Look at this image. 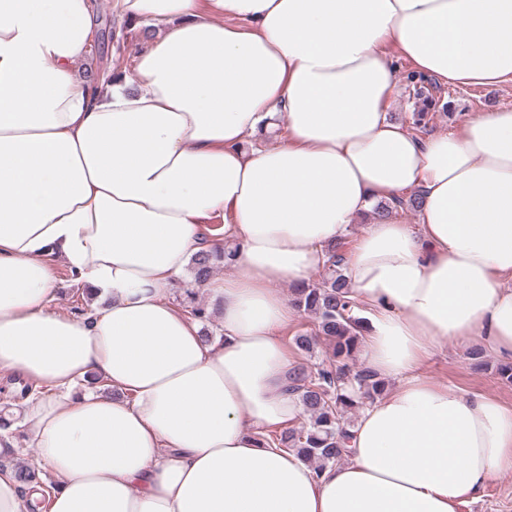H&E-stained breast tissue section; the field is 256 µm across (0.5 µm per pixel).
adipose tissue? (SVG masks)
I'll return each instance as SVG.
<instances>
[{
    "label": "adipose tissue",
    "instance_id": "1",
    "mask_svg": "<svg viewBox=\"0 0 512 512\" xmlns=\"http://www.w3.org/2000/svg\"><path fill=\"white\" fill-rule=\"evenodd\" d=\"M158 33L133 81L80 78L92 0H0V370L39 390L24 445L49 512H459L512 472V408L421 374L454 341L512 359V109L416 135L387 112L398 61L449 86L512 82V0H120ZM345 258L364 356L398 387L315 469L265 444L299 420L293 318L275 283ZM222 220L223 232L202 227ZM204 341L172 287L193 254ZM105 299L51 310L53 256ZM100 375L112 388L88 383ZM232 257L233 255L230 254L229 252L227 254L225 252L217 251H199L195 253L191 257L192 274L190 272V266L188 265V268L182 280L177 282V285L173 287V296L176 302L179 304H183L186 302V298H184L182 290H184L186 286L192 285V275L194 282L198 285H202L203 283L208 281L211 278L212 273V277H227L232 275L234 269L231 264L226 265L224 264V262H216V266L214 268L215 261L222 259L232 261Z\"/></svg>",
    "mask_w": 512,
    "mask_h": 512
}]
</instances>
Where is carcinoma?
Returning a JSON list of instances; mask_svg holds the SVG:
<instances>
[{"label": "carcinoma", "instance_id": "carcinoma-1", "mask_svg": "<svg viewBox=\"0 0 512 512\" xmlns=\"http://www.w3.org/2000/svg\"><path fill=\"white\" fill-rule=\"evenodd\" d=\"M408 81L421 97L422 107L413 113L414 129L426 127L433 98L423 95L427 79L411 74ZM232 260V254L199 251L191 257L193 280L201 285L208 281L218 260ZM345 249L333 245L326 250L324 273L317 281H305L293 288V304L299 311L314 315L315 331L294 337L296 346L310 351L324 338L332 345V361L312 370L300 366L289 376V389L300 394L306 423L280 434L267 435V442L292 450L321 470L337 464L346 456L348 425L344 416L361 408L379 395L384 382L368 369L355 370V361L364 331L356 316L358 304L350 299L344 275Z\"/></svg>", "mask_w": 512, "mask_h": 512}]
</instances>
